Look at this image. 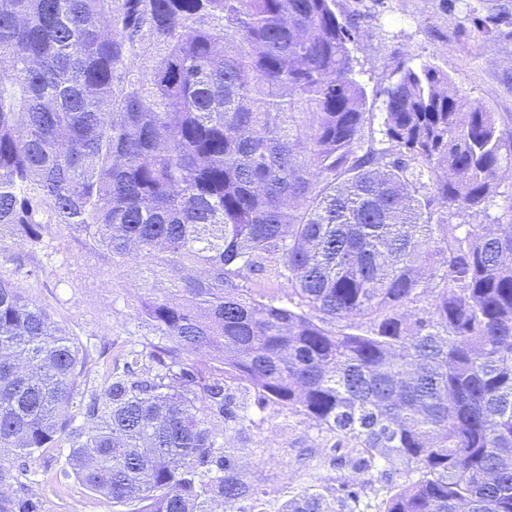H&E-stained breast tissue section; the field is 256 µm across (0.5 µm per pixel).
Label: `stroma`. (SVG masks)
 I'll return each instance as SVG.
<instances>
[{
	"mask_svg": "<svg viewBox=\"0 0 512 512\" xmlns=\"http://www.w3.org/2000/svg\"><path fill=\"white\" fill-rule=\"evenodd\" d=\"M335 10L358 17L353 55L358 79L372 96L366 131L373 138H380L383 122L374 94L410 57L448 73L464 99L480 101L512 128V61L505 57L512 51V0H336ZM0 268L89 350L90 392L100 393L116 358L131 350L142 353L146 375H154L150 353L160 339L141 326L138 312L146 288L161 296L168 281L147 279L134 261L111 269L56 228L45 231L24 266L7 262ZM208 421L216 434H227L234 447L246 449V469L263 492L266 512H280L288 498L305 489H335L365 479L352 467L349 449H333V436L318 433L303 416L253 406L234 429H225L213 415ZM0 461L13 467L45 512H119L78 479L60 480L65 451L51 448L33 461L12 455Z\"/></svg>",
	"mask_w": 512,
	"mask_h": 512,
	"instance_id": "35a3bbf8",
	"label": "stroma"
}]
</instances>
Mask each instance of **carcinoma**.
<instances>
[{
  "label": "carcinoma",
  "instance_id": "carcinoma-1",
  "mask_svg": "<svg viewBox=\"0 0 512 512\" xmlns=\"http://www.w3.org/2000/svg\"><path fill=\"white\" fill-rule=\"evenodd\" d=\"M334 2L0 0V253L56 225L170 283L139 312L162 371L128 352L77 425L90 355L0 270L1 454L66 444L62 476L133 512H262L203 416L251 396L356 440L381 512H512V204L479 221L512 129L422 63L365 139ZM17 482L0 463V512H43ZM370 508L344 483L281 512ZM256 292L274 296L284 304L288 303V282L270 276H255L247 283Z\"/></svg>",
  "mask_w": 512,
  "mask_h": 512
}]
</instances>
